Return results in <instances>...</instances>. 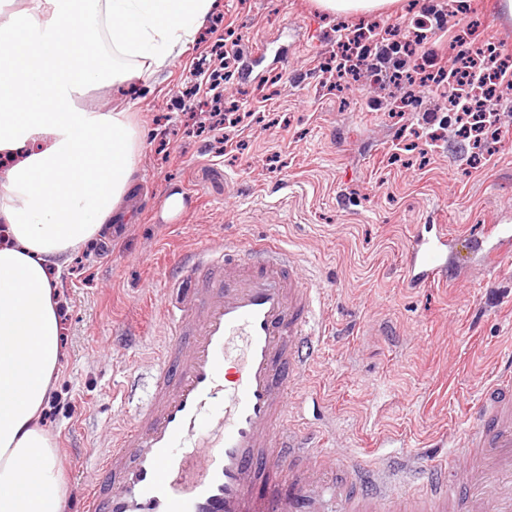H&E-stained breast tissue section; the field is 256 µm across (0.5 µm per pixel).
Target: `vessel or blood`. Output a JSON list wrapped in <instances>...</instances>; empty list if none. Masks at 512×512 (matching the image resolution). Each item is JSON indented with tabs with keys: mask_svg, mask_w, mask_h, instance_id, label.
Listing matches in <instances>:
<instances>
[{
	"mask_svg": "<svg viewBox=\"0 0 512 512\" xmlns=\"http://www.w3.org/2000/svg\"><path fill=\"white\" fill-rule=\"evenodd\" d=\"M488 267L512 261V225H479ZM448 227L415 225L411 287L448 281ZM274 241L179 254L167 283L193 296L161 310L165 342L149 401L98 460L79 512H512V358L471 409L462 476L442 464L398 475L345 460V477L304 463L316 438L291 425L289 395L315 361L316 288Z\"/></svg>",
	"mask_w": 512,
	"mask_h": 512,
	"instance_id": "obj_1",
	"label": "vessel or blood"
}]
</instances>
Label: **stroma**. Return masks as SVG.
<instances>
[{"label": "stroma", "mask_w": 512, "mask_h": 512, "mask_svg": "<svg viewBox=\"0 0 512 512\" xmlns=\"http://www.w3.org/2000/svg\"><path fill=\"white\" fill-rule=\"evenodd\" d=\"M195 45L152 84L104 86L87 109L121 105L144 140L112 251L89 247L61 278L63 358L42 423L63 458L65 500L79 512L112 432L152 392L163 338L156 313L176 253L204 244L277 239L320 291V351L296 387V415L341 473L357 454L413 460L456 455L466 414L512 350V267L490 269L464 244L470 228L512 221V139L474 153L454 126L416 137L435 99L417 89L405 111H368L384 92L369 78L324 83L343 21L314 0H220ZM497 0H467L461 29H490L512 47ZM230 53L224 103L244 120L221 148L198 123L194 92L214 45ZM184 206L164 216L166 199ZM417 224H444L450 286L404 287Z\"/></svg>", "instance_id": "stroma-1"}]
</instances>
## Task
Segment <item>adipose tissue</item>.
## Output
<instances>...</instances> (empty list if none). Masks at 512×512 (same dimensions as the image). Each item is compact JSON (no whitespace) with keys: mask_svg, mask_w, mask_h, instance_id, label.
Wrapping results in <instances>:
<instances>
[{"mask_svg":"<svg viewBox=\"0 0 512 512\" xmlns=\"http://www.w3.org/2000/svg\"><path fill=\"white\" fill-rule=\"evenodd\" d=\"M217 0H28L0 23V512H61V458L41 425L61 358L51 268L101 239L127 194L141 147L123 112L80 98L143 82L196 41ZM109 52H102V45ZM39 461L51 494L17 492Z\"/></svg>","mask_w":512,"mask_h":512,"instance_id":"obj_1","label":"adipose tissue"}]
</instances>
